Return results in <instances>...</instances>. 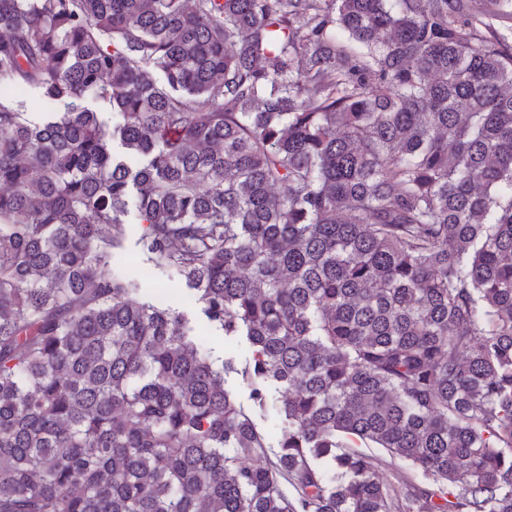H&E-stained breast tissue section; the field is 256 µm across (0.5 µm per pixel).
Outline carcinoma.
Returning a JSON list of instances; mask_svg holds the SVG:
<instances>
[{
	"instance_id": "carcinoma-1",
	"label": "carcinoma",
	"mask_w": 512,
	"mask_h": 512,
	"mask_svg": "<svg viewBox=\"0 0 512 512\" xmlns=\"http://www.w3.org/2000/svg\"><path fill=\"white\" fill-rule=\"evenodd\" d=\"M0 86V512H512V0H0ZM123 219L128 228V236L123 250L114 261V269L131 272L138 281L141 295L145 298L161 301L188 312L191 308V300L183 288L179 287L177 281L170 277L169 273L134 264L139 224H137L133 205H130L129 212ZM200 334L205 336L204 344L212 351L214 357L219 359L235 357L238 360L239 367L245 363L247 347L243 341L239 339H225L224 336L214 335L205 330H200ZM379 477L387 483H397L402 478H408L416 483L423 482L420 472L415 471L404 462L396 461L392 465H381L379 467Z\"/></svg>"
}]
</instances>
